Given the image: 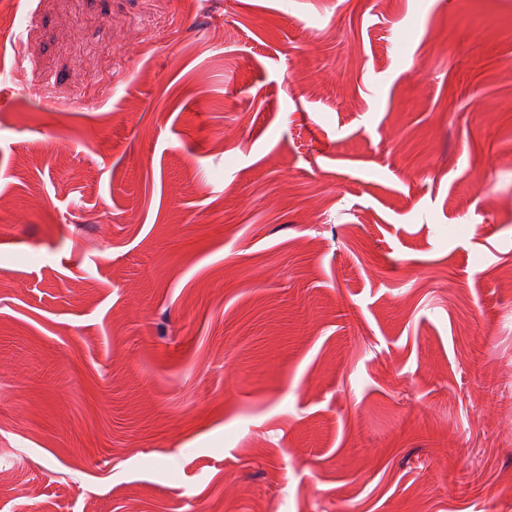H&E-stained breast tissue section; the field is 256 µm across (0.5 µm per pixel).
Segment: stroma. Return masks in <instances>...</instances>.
<instances>
[{
    "label": "stroma",
    "instance_id": "stroma-1",
    "mask_svg": "<svg viewBox=\"0 0 512 512\" xmlns=\"http://www.w3.org/2000/svg\"><path fill=\"white\" fill-rule=\"evenodd\" d=\"M480 98L512 0H0V512H512Z\"/></svg>",
    "mask_w": 512,
    "mask_h": 512
}]
</instances>
